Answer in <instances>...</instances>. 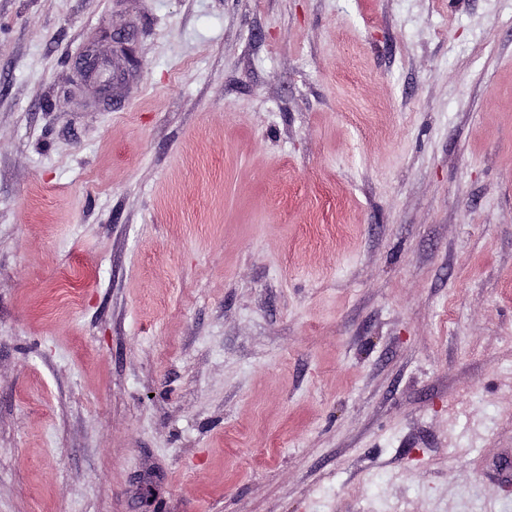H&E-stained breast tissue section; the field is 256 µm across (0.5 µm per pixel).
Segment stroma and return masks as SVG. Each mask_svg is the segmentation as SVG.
<instances>
[{
  "label": "stroma",
  "mask_w": 512,
  "mask_h": 512,
  "mask_svg": "<svg viewBox=\"0 0 512 512\" xmlns=\"http://www.w3.org/2000/svg\"><path fill=\"white\" fill-rule=\"evenodd\" d=\"M0 512H512V0H0ZM105 59L97 53L94 46H89L77 62V69L82 80L96 88L97 92L106 97L112 94V76L104 79L102 71L105 69Z\"/></svg>",
  "instance_id": "obj_1"
}]
</instances>
